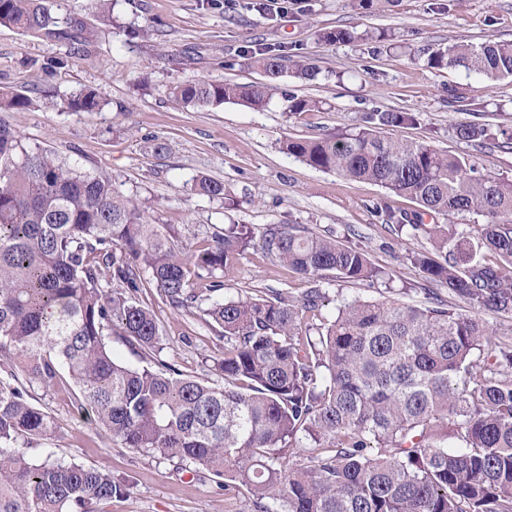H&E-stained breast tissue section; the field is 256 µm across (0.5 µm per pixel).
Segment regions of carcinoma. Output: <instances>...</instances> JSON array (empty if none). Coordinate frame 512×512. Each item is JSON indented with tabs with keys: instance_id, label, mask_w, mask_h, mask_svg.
<instances>
[{
	"instance_id": "obj_1",
	"label": "carcinoma",
	"mask_w": 512,
	"mask_h": 512,
	"mask_svg": "<svg viewBox=\"0 0 512 512\" xmlns=\"http://www.w3.org/2000/svg\"><path fill=\"white\" fill-rule=\"evenodd\" d=\"M47 0H0V27L63 41L88 52L95 31L80 18L59 28ZM263 80L249 85L195 80L171 94L195 108L227 102L265 107L293 68L305 81L310 60L263 50L252 56ZM431 69L462 66L494 82L512 79V42L454 43L427 52ZM36 99L0 93V512H96L127 492L106 470L61 460L30 441L56 423L32 402L31 387L67 375L77 408L128 448L210 472L224 490L246 489L259 512H512V344H492L481 315H512V178L481 173L468 159L403 141L391 130L414 112H367L352 131L291 139L284 152L312 168L370 180L418 208L385 211L398 230L423 234L444 254H415L423 276L448 288L471 313L339 300L333 321L305 313L320 289L298 300L277 293L217 301L204 310L224 338L214 370L224 385L186 377L156 359L133 367L112 350L119 337L144 356L163 350L154 312L135 299L146 273L169 307L199 296L191 268L221 270L249 241L234 231L184 257L171 229L143 220L146 202L116 194L108 178L56 153L31 148L7 114ZM292 114L318 102L288 95ZM68 112H95L92 89L60 97ZM457 136L482 145L488 125L463 123ZM192 190L224 198V183L200 178ZM484 218L477 244L424 217ZM261 248L296 273L328 282L366 281L384 272L361 250L329 236L270 228ZM498 262L477 259V250ZM494 345L495 362L471 376L476 353ZM25 382L19 381V376ZM307 465L285 467L288 449Z\"/></svg>"
}]
</instances>
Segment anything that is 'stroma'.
Instances as JSON below:
<instances>
[{
    "mask_svg": "<svg viewBox=\"0 0 512 512\" xmlns=\"http://www.w3.org/2000/svg\"><path fill=\"white\" fill-rule=\"evenodd\" d=\"M48 6L59 25L75 16L95 23L97 39L88 53L52 69L51 59L67 57L64 42L0 27V89L39 96L34 107L9 114L28 146L110 178L119 194L148 200L146 219L174 226L188 253L204 249L214 232L233 224L256 237L271 227L297 226L364 250L384 280L322 285L324 319H332L341 297L441 301L467 312L462 300L410 263L409 254H433L430 240L398 232L385 220L384 209L411 211L413 200L371 181L314 169L281 146L355 127L377 107L417 114L416 124L395 129L396 137L429 142L474 159L483 170L512 176V150L491 141L478 147L456 134L459 124L470 121L512 128V80L488 93L477 75L461 67L429 68L424 56L454 42L512 41V0H381L369 9L359 0H114L107 24L96 23L87 0H48ZM132 26L148 29L149 37L128 38ZM336 27L353 31L354 40H319L320 32ZM381 30L389 37L380 42ZM278 45L287 46L289 55L312 58L321 73L310 82L284 77L264 109L231 102L198 109L170 93L197 79L261 80L248 54ZM87 87L98 92L99 111L55 106L54 94ZM452 88L463 102L449 104ZM290 94L317 100L319 107L290 114ZM159 142L169 146L161 155L154 151ZM202 177L222 181L224 199L192 192ZM222 280L223 290L210 300L180 311L161 301L150 278H143L137 294L161 326V359L209 382L217 379L214 359L224 355L223 339L203 314L209 301L275 290L297 297L315 286L256 247L235 255ZM76 393L67 379L48 391L32 390L36 405L57 422L48 443L56 456L109 470L127 485L126 495L99 503L98 512H256L250 494L225 492L206 471L181 470L113 441L78 412Z\"/></svg>",
    "mask_w": 512,
    "mask_h": 512,
    "instance_id": "1",
    "label": "stroma"
}]
</instances>
